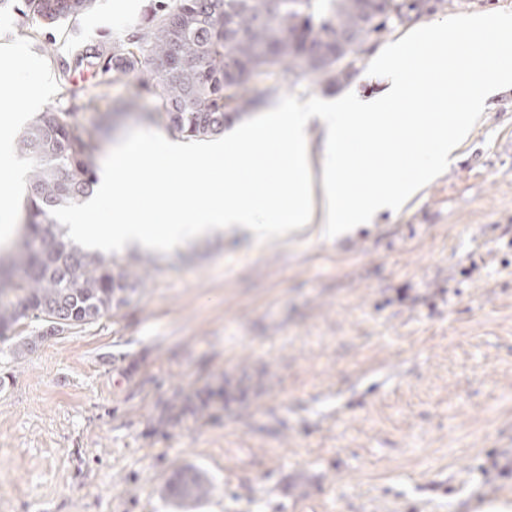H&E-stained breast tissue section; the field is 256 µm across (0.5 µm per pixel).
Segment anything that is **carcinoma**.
<instances>
[{"mask_svg": "<svg viewBox=\"0 0 512 512\" xmlns=\"http://www.w3.org/2000/svg\"><path fill=\"white\" fill-rule=\"evenodd\" d=\"M0 0L23 17L16 35L46 46L58 72L62 104L40 113L22 132L19 151L32 163L26 199L25 238L13 266L0 271V339L25 318L43 324L45 335L92 324L129 300L141 283L134 268L116 270L98 251L66 236L58 214L91 195L97 182L96 149L79 113L94 96L73 73H86L96 88L124 81L128 105L142 93L155 101L151 119L169 135L204 140L224 133L261 100L250 87L257 75L283 70L319 75L336 83L363 45L395 23L421 13L426 0H394L398 19L382 11L358 13L361 0H158L147 27L118 40L88 44L70 58L50 48L52 31L76 21L96 0ZM344 41L338 49L336 42ZM211 487L193 470L174 476L169 494L199 501Z\"/></svg>", "mask_w": 512, "mask_h": 512, "instance_id": "obj_1", "label": "carcinoma"}]
</instances>
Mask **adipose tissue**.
<instances>
[{"mask_svg": "<svg viewBox=\"0 0 512 512\" xmlns=\"http://www.w3.org/2000/svg\"><path fill=\"white\" fill-rule=\"evenodd\" d=\"M512 52V14L465 15L390 45L385 85L327 109L284 105L212 148L194 150L141 135L114 147L78 206L70 233L93 248L168 250L224 233L331 241L396 216L442 175L482 116L512 87V68L482 57ZM326 132L322 155L307 137ZM414 158L413 178L398 162ZM112 203L96 221L100 200Z\"/></svg>", "mask_w": 512, "mask_h": 512, "instance_id": "adipose-tissue-1", "label": "adipose tissue"}]
</instances>
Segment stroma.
Listing matches in <instances>:
<instances>
[{
	"instance_id": "1",
	"label": "stroma",
	"mask_w": 512,
	"mask_h": 512,
	"mask_svg": "<svg viewBox=\"0 0 512 512\" xmlns=\"http://www.w3.org/2000/svg\"><path fill=\"white\" fill-rule=\"evenodd\" d=\"M372 36L334 87L299 72L256 79L262 119L291 99L379 90L371 59L412 26L512 13V0H429ZM153 0H97L56 37L59 53L123 38ZM14 49L19 132L58 104L38 47ZM118 82L80 116L95 166L159 134L150 96ZM460 158L396 218L327 243L219 237L146 252L143 284L97 322L41 337L24 320L0 342V512H512V90L492 97ZM38 337L13 357L16 340ZM377 368L381 395L347 391ZM184 469L212 485L178 507Z\"/></svg>"
}]
</instances>
